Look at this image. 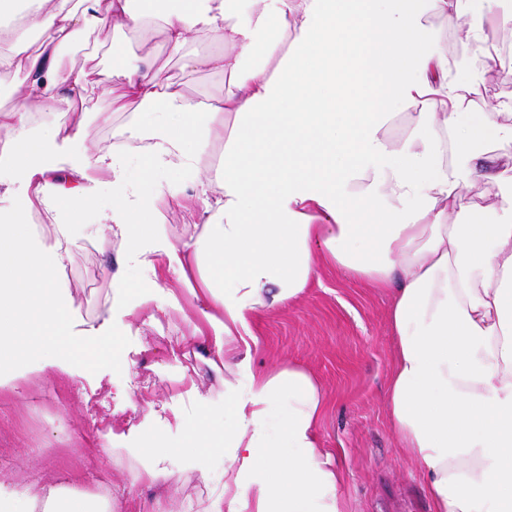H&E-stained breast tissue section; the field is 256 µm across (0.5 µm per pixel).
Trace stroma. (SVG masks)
Masks as SVG:
<instances>
[{"label":"stroma","instance_id":"35a3bbf8","mask_svg":"<svg viewBox=\"0 0 512 512\" xmlns=\"http://www.w3.org/2000/svg\"><path fill=\"white\" fill-rule=\"evenodd\" d=\"M487 34L497 56L492 75L481 81V96L488 102L511 99L512 31L491 23ZM91 39L92 47L65 50L61 62L99 75L98 96L81 111L52 114L34 126L42 136L55 124L72 130L68 140L48 143L43 164L82 165L140 120L137 107L113 111L122 87L110 73L144 53H152L160 75L187 97L202 99L228 88L221 73L185 67L158 27L121 33L105 20ZM93 179L90 205L30 217L37 244L59 243L70 253L54 287L68 307L72 356L67 370L33 371L0 385V483L38 497L44 484L61 478L92 494L104 478L112 484L114 512H208L224 490V452L185 453L181 446L201 415L223 426L224 379L195 355L196 300L177 277L161 265L151 271L121 260L120 243L109 245L98 236L117 188L111 173L97 172ZM117 269L124 277L119 288L110 277ZM171 292L179 308L154 316L155 305ZM107 302L115 311L105 320ZM390 304L387 291L325 265L298 301L265 314L256 326V371L297 364L330 397L320 435L347 475L340 488L347 512H403L406 501L417 504L418 512H432L424 478L401 452L388 422ZM141 447L166 449V489L135 481L139 463L132 451Z\"/></svg>","mask_w":512,"mask_h":512}]
</instances>
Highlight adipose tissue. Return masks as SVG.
<instances>
[{
  "label": "adipose tissue",
  "mask_w": 512,
  "mask_h": 512,
  "mask_svg": "<svg viewBox=\"0 0 512 512\" xmlns=\"http://www.w3.org/2000/svg\"><path fill=\"white\" fill-rule=\"evenodd\" d=\"M498 0H169L161 20L172 52L215 31L216 55L186 67L224 73L230 92L202 100L162 82L154 58L113 69L124 90L113 111L135 103L164 123L132 125L111 153L60 174L32 159L46 141L31 134L43 112H71L101 81L65 68L78 32L109 19L137 30L148 17L134 0H0V74L23 73L18 105L0 111V165L28 179L44 211L90 202L92 172L121 178L126 141L151 173L189 179L169 191L201 203L200 221L169 242L151 197L120 194L104 230L138 245L148 267L163 258L198 301L197 339L224 384L222 434L207 418L183 445L224 444V492L209 512H346L342 472L324 448L330 406L302 367L259 373L257 317L296 300L319 265L375 288H393L395 338L387 381L389 422L421 467L434 512H512V100L475 107L477 73L451 65L434 26L456 18L458 40L479 48L487 22L512 27ZM38 35L30 51V35ZM407 131L389 134L395 110ZM224 143L218 182L200 171L206 148ZM497 185L479 216L460 187ZM219 194H212V187ZM67 260L35 247L26 215L0 225V369L46 350L65 369L67 308L54 282Z\"/></svg>",
  "instance_id": "obj_1"
}]
</instances>
